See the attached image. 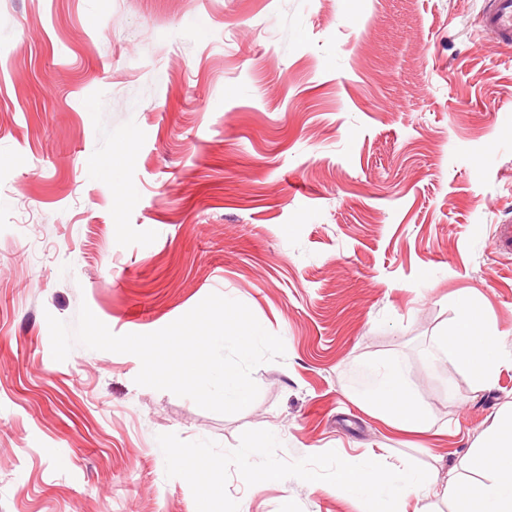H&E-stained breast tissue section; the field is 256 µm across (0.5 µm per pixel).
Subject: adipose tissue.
Listing matches in <instances>:
<instances>
[{
  "instance_id": "obj_1",
  "label": "adipose tissue",
  "mask_w": 512,
  "mask_h": 512,
  "mask_svg": "<svg viewBox=\"0 0 512 512\" xmlns=\"http://www.w3.org/2000/svg\"><path fill=\"white\" fill-rule=\"evenodd\" d=\"M483 328L473 304L461 303L450 333L441 336L440 343L472 368L480 386L486 388L493 384L502 359L494 337L484 334ZM357 395L399 430L422 433L429 429L421 407L406 390L400 360L363 368ZM468 460L471 468L483 472V480L470 482L449 474L444 496L458 502L460 512H512V419L500 422L482 447L471 449Z\"/></svg>"
}]
</instances>
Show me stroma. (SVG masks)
Segmentation results:
<instances>
[{
	"instance_id": "35a3bbf8",
	"label": "stroma",
	"mask_w": 512,
	"mask_h": 512,
	"mask_svg": "<svg viewBox=\"0 0 512 512\" xmlns=\"http://www.w3.org/2000/svg\"><path fill=\"white\" fill-rule=\"evenodd\" d=\"M486 0H0V512H196L156 437L279 458L415 462L444 487L512 414L437 340L471 299L512 355V44ZM217 293L279 335L223 415L74 345L80 306L151 333ZM397 358L430 429L354 394ZM239 512H364L324 482L246 485Z\"/></svg>"
}]
</instances>
